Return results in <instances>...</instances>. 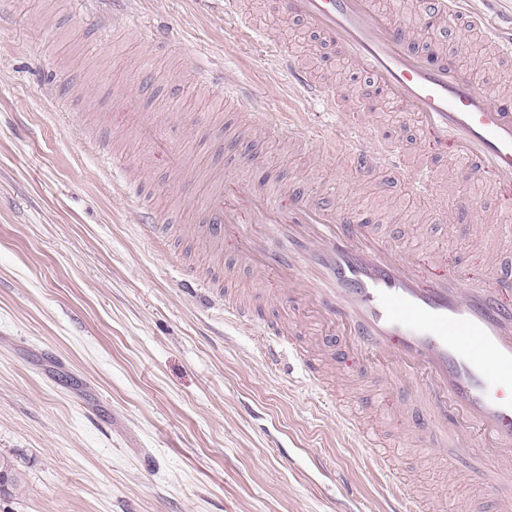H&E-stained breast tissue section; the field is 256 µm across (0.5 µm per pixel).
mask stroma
I'll return each mask as SVG.
<instances>
[{
	"label": "stroma",
	"instance_id": "1",
	"mask_svg": "<svg viewBox=\"0 0 512 512\" xmlns=\"http://www.w3.org/2000/svg\"><path fill=\"white\" fill-rule=\"evenodd\" d=\"M121 10L123 27L106 37L80 0H13L0 23V457L23 479L0 512H390L392 486L329 402L298 370L266 366L257 328L225 322L221 303L182 285L205 254L186 235L163 250L139 235L135 203L115 195L100 157L133 159L145 146L109 115L126 92L173 112L174 143L195 167L248 154L259 185L336 188L414 249L429 278L483 274L472 239L512 187L488 179L472 194L447 178L418 210L404 177L356 175L348 149L322 137L216 139L211 126L244 115L223 89L195 88L193 65L233 71L262 111L313 106L274 68L267 38L241 41L218 0H123ZM373 124L408 168L434 151L391 113ZM143 176L160 211L189 229L204 182L160 166ZM441 202L461 212L458 224L434 223ZM337 401L364 407L422 495L470 502L463 481L405 454L393 415L410 396L369 384Z\"/></svg>",
	"mask_w": 512,
	"mask_h": 512
}]
</instances>
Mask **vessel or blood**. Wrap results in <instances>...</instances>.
Returning a JSON list of instances; mask_svg holds the SVG:
<instances>
[{"label": "vessel or blood", "mask_w": 512, "mask_h": 512, "mask_svg": "<svg viewBox=\"0 0 512 512\" xmlns=\"http://www.w3.org/2000/svg\"><path fill=\"white\" fill-rule=\"evenodd\" d=\"M414 18L382 10L380 0H266L269 16L280 21L298 16L319 42L355 64L370 78L375 97L362 109L379 112L395 106L402 123L418 124L438 145L453 144L460 162L454 173L467 180L492 173L496 184L512 185V94L502 92L495 75L477 78L440 48L422 47L423 30L445 29L465 18L499 54L512 57V33L504 34L472 0H413ZM285 72L300 77L307 95L336 118V135L358 158L361 170L382 168L409 173L413 189L434 195L439 181L434 161L406 170L400 152L377 132L336 109L337 94L305 67L299 54L272 50ZM224 103L245 107L249 93L224 75ZM115 127L149 142L155 161L174 174L187 173L186 155L173 147L169 124L152 120L138 99L126 98L114 114ZM307 115L253 114L248 130L306 131ZM250 158L219 174L203 205L194 234L213 258L211 277L192 276L190 288H210L222 277L220 257L226 237L237 247L234 264L286 286L291 315L264 324L267 362L289 356L305 380L325 397L336 393L332 379L339 365L350 364V379L375 378L386 387L410 393L420 415L401 411L409 435L425 433L432 464L447 451L449 438L458 452H471L469 475L496 512H512V219L485 225L493 249L482 278L448 271L432 286H422L413 251L399 249L379 234L353 207L283 184L261 189L244 171ZM153 188H140L137 202L146 215L142 236L160 242L175 229L155 223ZM225 321L252 325L267 303L257 288L221 292ZM339 415L362 453L375 457L380 475L397 481L392 512H447L443 502L421 497L412 481L400 476L393 459L380 454L376 430L362 411L340 407Z\"/></svg>", "instance_id": "b4317fda"}]
</instances>
